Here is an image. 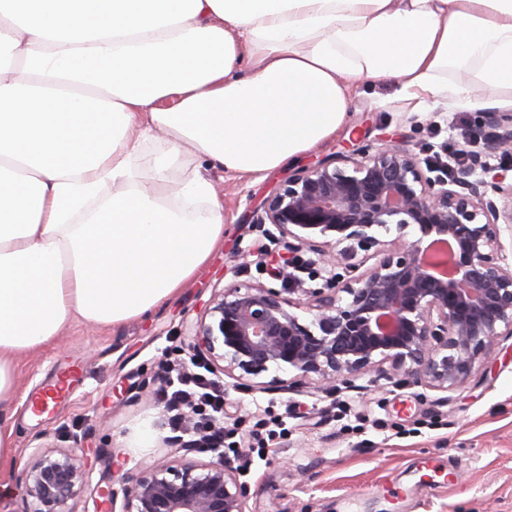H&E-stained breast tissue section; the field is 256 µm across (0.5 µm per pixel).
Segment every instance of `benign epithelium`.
Instances as JSON below:
<instances>
[{"label":"benign epithelium","mask_w":512,"mask_h":512,"mask_svg":"<svg viewBox=\"0 0 512 512\" xmlns=\"http://www.w3.org/2000/svg\"><path fill=\"white\" fill-rule=\"evenodd\" d=\"M484 127L482 146L462 149L465 163L449 180L427 176L397 144L341 151L289 178L258 219L276 228L285 251L258 256L289 281L285 268L312 252L310 265L328 274L327 291L301 302L284 296L292 288L230 285L209 308L210 321L189 328L192 351L223 362L231 378L273 368L331 387L371 372L446 392L468 384L512 338V262L503 242L512 237V207L494 200L512 197V185L482 178L486 157L512 148V113L490 112ZM392 224L394 239L375 236ZM348 242L373 253L350 265L342 284L335 270L353 256ZM84 477L71 451L42 453L18 476L38 505L25 512H58ZM121 482V512H246L240 472L222 459L158 465Z\"/></svg>","instance_id":"benign-epithelium-1"}]
</instances>
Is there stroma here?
Instances as JSON below:
<instances>
[{
  "label": "stroma",
  "instance_id": "obj_1",
  "mask_svg": "<svg viewBox=\"0 0 512 512\" xmlns=\"http://www.w3.org/2000/svg\"><path fill=\"white\" fill-rule=\"evenodd\" d=\"M483 123V112L450 102L417 108L386 80L357 88L345 127L287 167L253 179L201 164L224 206L223 245L149 316L107 329L68 325L22 365L6 402L15 412L18 470L43 451L76 448L85 481L63 512H102L101 492L113 471L180 461L177 434L155 392L170 369L188 361L187 330L225 286L281 288L257 256L258 249L279 246L274 227L254 221L263 199L337 152L393 140L426 161L442 147L482 135ZM72 366L82 371L75 394L29 423L25 400ZM275 377L271 371L259 380H224L223 423L240 453L255 446L258 423L268 414L287 417L268 442L274 455L254 461L245 476L247 512H512V343L503 342L457 391L397 387L369 374L348 389L329 392L308 381L287 391ZM144 426L152 434L146 449L135 443ZM434 466L452 471V484L429 488L425 473Z\"/></svg>",
  "mask_w": 512,
  "mask_h": 512
}]
</instances>
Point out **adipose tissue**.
<instances>
[{
    "label": "adipose tissue",
    "instance_id": "obj_1",
    "mask_svg": "<svg viewBox=\"0 0 512 512\" xmlns=\"http://www.w3.org/2000/svg\"><path fill=\"white\" fill-rule=\"evenodd\" d=\"M384 80L512 112V0H0V399L67 324L147 315L223 244L199 170L152 187L183 155L280 168Z\"/></svg>",
    "mask_w": 512,
    "mask_h": 512
}]
</instances>
